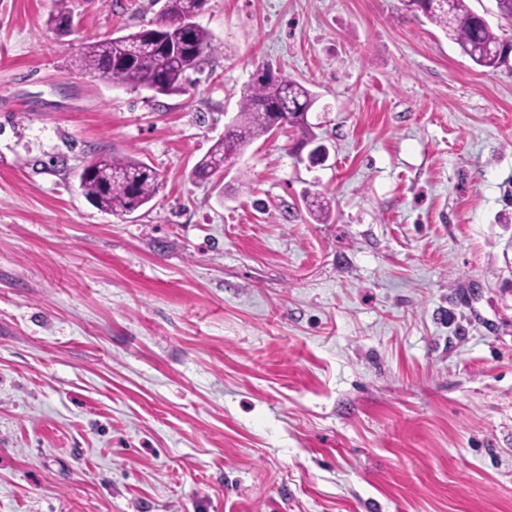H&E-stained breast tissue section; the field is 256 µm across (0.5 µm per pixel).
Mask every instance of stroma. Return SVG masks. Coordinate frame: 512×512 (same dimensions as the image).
<instances>
[{
  "mask_svg": "<svg viewBox=\"0 0 512 512\" xmlns=\"http://www.w3.org/2000/svg\"><path fill=\"white\" fill-rule=\"evenodd\" d=\"M52 6L0 0V512H512V59L401 0H208L161 95L73 65L158 0ZM267 64L327 161L287 130L191 180ZM101 153L154 200L97 210ZM70 12L67 9V0H54L53 10L48 16L47 25L59 35L68 34L73 29V20ZM65 24L69 26V29L63 27ZM80 178L85 197L99 210L123 216L150 203L159 190V174L129 155H97Z\"/></svg>",
  "mask_w": 512,
  "mask_h": 512,
  "instance_id": "1",
  "label": "stroma"
}]
</instances>
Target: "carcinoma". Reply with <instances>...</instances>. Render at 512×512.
I'll return each instance as SVG.
<instances>
[{
    "instance_id": "1",
    "label": "carcinoma",
    "mask_w": 512,
    "mask_h": 512,
    "mask_svg": "<svg viewBox=\"0 0 512 512\" xmlns=\"http://www.w3.org/2000/svg\"><path fill=\"white\" fill-rule=\"evenodd\" d=\"M207 0H165L157 25L175 44L170 54L149 45L153 30L142 29L120 36L85 42L74 58L75 67L92 77H103L116 85L148 88L158 94L181 92L187 72L197 68L202 56L217 49L211 33L195 22ZM459 46L476 65L495 70L512 55V40L497 34L485 16L471 10L466 0H450L449 7L429 8L425 0H404ZM47 25L59 35L73 26L67 0H53ZM318 96L298 80L267 76L240 90L239 111L210 150L193 167L190 177L207 181L225 162L241 154L256 139L286 127L311 141L317 138L308 114ZM89 174L80 178L85 197L99 210L117 216L132 213L150 203L159 190V174L148 164L130 156L97 155L87 162ZM311 216L324 222L330 210L319 196L306 201Z\"/></svg>"
}]
</instances>
